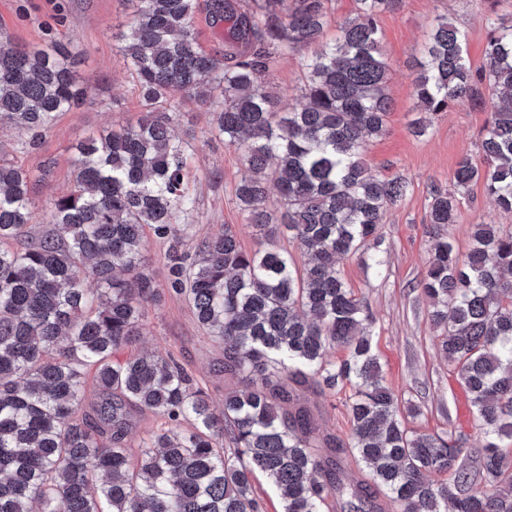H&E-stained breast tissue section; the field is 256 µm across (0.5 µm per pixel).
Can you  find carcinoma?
I'll return each mask as SVG.
<instances>
[{
  "instance_id": "obj_1",
  "label": "carcinoma",
  "mask_w": 512,
  "mask_h": 512,
  "mask_svg": "<svg viewBox=\"0 0 512 512\" xmlns=\"http://www.w3.org/2000/svg\"><path fill=\"white\" fill-rule=\"evenodd\" d=\"M129 2L120 51L140 91L139 115L76 144L74 187L47 202L53 228L19 249L11 244L34 222L36 187L0 158V512H262L252 488L259 475L282 512H331L336 498L362 503L372 488L395 512H512V229L473 225L463 259L450 233L474 183L512 214V24L487 17L481 71L446 17L414 58L424 112L491 108L479 142L485 167L463 157L452 187L430 192L420 283L483 434L481 447L465 448L460 436L405 426L370 341L375 318L340 270L355 255L378 264L369 249L379 224L409 187L371 175L365 162L392 108L380 20L403 0H356L332 43L323 42L330 0H292L284 10L281 0H206L212 22L224 25V49L213 52L193 32L200 0ZM312 45L300 99L284 109L270 66ZM77 64L57 40L0 46V125L27 134L20 151L36 149L61 113L90 96ZM198 90L210 100L211 132L241 153L235 197L267 238L262 250H244L229 228L186 249L203 216L187 182L190 145L172 132L173 98ZM147 230L164 246L165 288L224 344V372L250 380L226 392L219 411L172 356L116 358L161 299L142 269ZM284 233L307 262L297 265L278 244ZM91 371L103 394L97 423L79 415ZM347 386L345 441L320 432L301 390L335 396ZM131 406L168 424L135 460ZM184 422L188 433L179 431ZM347 451L369 482L344 483Z\"/></svg>"
}]
</instances>
